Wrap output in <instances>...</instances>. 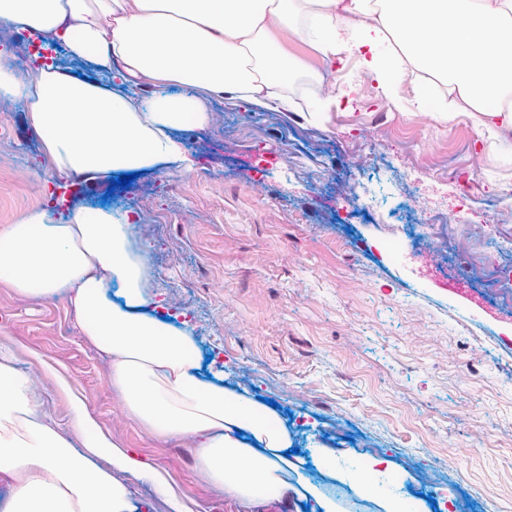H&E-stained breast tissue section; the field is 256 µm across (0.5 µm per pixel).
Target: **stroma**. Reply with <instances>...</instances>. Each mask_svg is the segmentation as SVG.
Wrapping results in <instances>:
<instances>
[{
  "mask_svg": "<svg viewBox=\"0 0 512 512\" xmlns=\"http://www.w3.org/2000/svg\"><path fill=\"white\" fill-rule=\"evenodd\" d=\"M349 82L354 102L316 122L212 99L204 127L177 133L193 173L145 168L124 188L86 185L79 202L136 215L145 292L193 338L202 374L277 402L298 493L261 512H322L319 496L336 512H512V292L496 277L512 267V161L481 147L466 116L427 123L395 107L355 64L329 87ZM3 126L0 227L52 192L25 102L0 96ZM359 185L364 206L345 210ZM0 336L73 445L82 433L52 364L114 442L201 512H239L198 472L191 439L157 438L124 411L66 295L22 297L0 278ZM370 456L380 472L361 493L351 475Z\"/></svg>",
  "mask_w": 512,
  "mask_h": 512,
  "instance_id": "1",
  "label": "stroma"
}]
</instances>
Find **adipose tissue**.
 Returning a JSON list of instances; mask_svg holds the SVG:
<instances>
[{"mask_svg":"<svg viewBox=\"0 0 512 512\" xmlns=\"http://www.w3.org/2000/svg\"><path fill=\"white\" fill-rule=\"evenodd\" d=\"M0 27L58 41L65 55L112 74L101 85L48 65L28 78L0 58V92L27 103L46 157L65 176L157 165L192 173L175 133L205 124L215 95L313 120L339 107L337 94L292 92L298 69L285 34L330 66L355 60L393 104L442 122L467 116L492 151L512 159V0H0ZM405 76L403 98L394 85ZM142 84L154 87L150 98L136 95ZM128 223L86 207L20 213L0 228V275L23 296L67 292L85 335L112 358L110 382L126 411L157 437L192 438L197 470L241 512H256L270 489L291 494L285 427L267 407L200 378L191 338L150 314L146 262ZM53 374L69 393L82 450L0 336V477L9 482L0 512H137L130 476L147 479L168 512H196L164 469L144 466L98 428L64 370Z\"/></svg>","mask_w":512,"mask_h":512,"instance_id":"1","label":"adipose tissue"}]
</instances>
